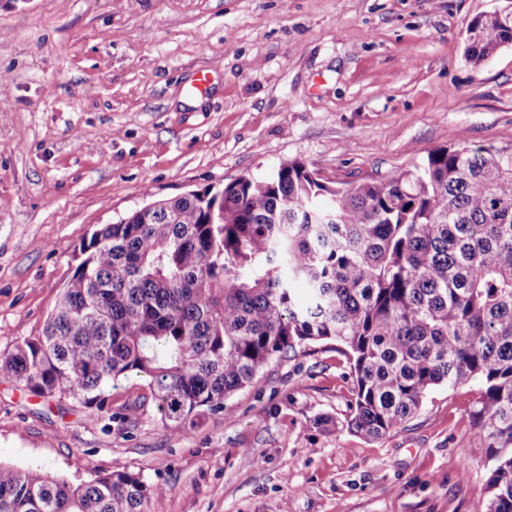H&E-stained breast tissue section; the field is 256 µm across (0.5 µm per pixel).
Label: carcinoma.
Masks as SVG:
<instances>
[{"label":"carcinoma","instance_id":"obj_1","mask_svg":"<svg viewBox=\"0 0 512 512\" xmlns=\"http://www.w3.org/2000/svg\"><path fill=\"white\" fill-rule=\"evenodd\" d=\"M505 45L512 14L467 23L469 63ZM80 255L42 334L1 356L0 374L107 428L151 404L179 436L274 358L325 342L354 380L346 427L367 440L477 379L484 512H512V143L453 134L413 170L339 187L284 162L105 224ZM132 378L146 392L112 409ZM153 495L127 471L68 483L0 464V512H150Z\"/></svg>","mask_w":512,"mask_h":512}]
</instances>
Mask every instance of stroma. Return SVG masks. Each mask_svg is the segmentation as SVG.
<instances>
[{
    "label": "stroma",
    "instance_id": "1",
    "mask_svg": "<svg viewBox=\"0 0 512 512\" xmlns=\"http://www.w3.org/2000/svg\"><path fill=\"white\" fill-rule=\"evenodd\" d=\"M512 0H0V356L40 335L101 224L299 160L335 184L419 165L463 131L512 143V45L465 27ZM207 74L197 90L199 74ZM346 357L313 343L178 436L105 427L0 375V463L124 470L151 512H482L478 381L369 442ZM465 30V59L479 66L502 46L512 45V12L501 18L497 13L478 15L467 23Z\"/></svg>",
    "mask_w": 512,
    "mask_h": 512
}]
</instances>
